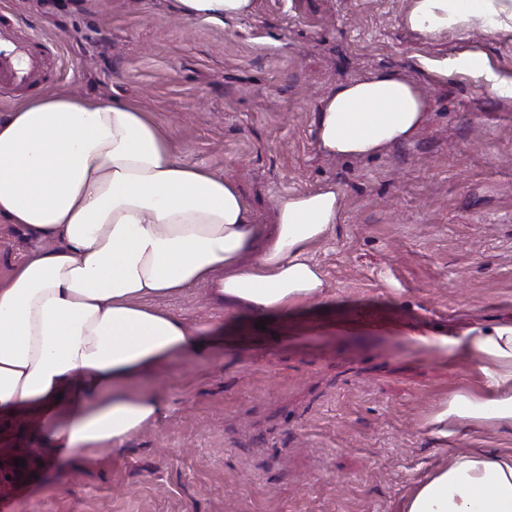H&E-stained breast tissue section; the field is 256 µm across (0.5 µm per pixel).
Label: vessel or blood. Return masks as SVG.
Segmentation results:
<instances>
[{
    "mask_svg": "<svg viewBox=\"0 0 512 512\" xmlns=\"http://www.w3.org/2000/svg\"><path fill=\"white\" fill-rule=\"evenodd\" d=\"M42 39L30 33L18 36L0 9V86L35 87L41 55L37 48Z\"/></svg>",
    "mask_w": 512,
    "mask_h": 512,
    "instance_id": "1",
    "label": "vessel or blood"
}]
</instances>
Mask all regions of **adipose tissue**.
I'll use <instances>...</instances> for the list:
<instances>
[{
  "instance_id": "ef3b65f1",
  "label": "adipose tissue",
  "mask_w": 512,
  "mask_h": 512,
  "mask_svg": "<svg viewBox=\"0 0 512 512\" xmlns=\"http://www.w3.org/2000/svg\"><path fill=\"white\" fill-rule=\"evenodd\" d=\"M252 0H176L186 18H242ZM512 31V0H412L409 25ZM426 119L420 86L393 71L338 83L316 114L317 144L333 158H368L410 143ZM335 184L274 201L256 223L236 183L186 164L142 109L51 88L0 113V223L41 248L0 281V410L36 416L40 454L65 483L66 465L126 448L167 412L126 386L173 359L207 362L213 328L159 299L204 284L229 316L273 319L320 299L313 258L336 224ZM409 340L469 361L482 393L460 391L434 415L458 425L512 428V321L456 336ZM400 512H512V454L478 451L436 470Z\"/></svg>"
}]
</instances>
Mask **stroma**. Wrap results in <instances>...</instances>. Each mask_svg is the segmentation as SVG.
<instances>
[{
  "instance_id": "35a3bbf8",
  "label": "stroma",
  "mask_w": 512,
  "mask_h": 512,
  "mask_svg": "<svg viewBox=\"0 0 512 512\" xmlns=\"http://www.w3.org/2000/svg\"><path fill=\"white\" fill-rule=\"evenodd\" d=\"M411 0H253L224 24L174 0H0L38 31L42 86L145 112L182 160L231 178L257 223L285 193L335 184L337 224L314 259L325 297L267 329L199 285L164 305L223 323L208 364L177 360L132 384L168 413L120 452L74 457L72 484L33 455L39 421L0 415V504L9 512H398L415 483L480 448L512 453V429L428 422L451 394L480 391L469 362L410 345L413 329L462 331L512 318V98L420 59L484 54L512 76V31L414 30ZM394 70L429 101L412 143L368 159L316 142L337 82ZM37 246L0 223V279Z\"/></svg>"
}]
</instances>
